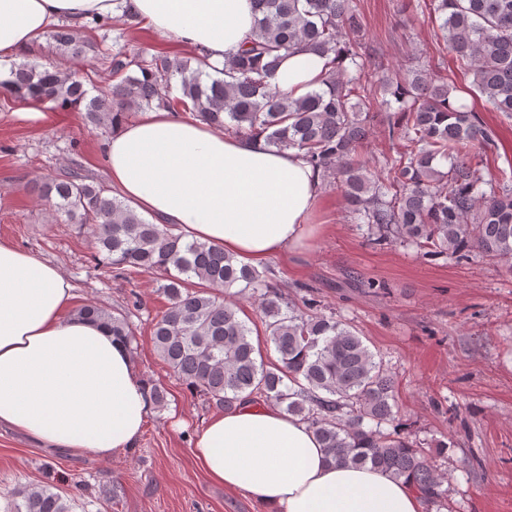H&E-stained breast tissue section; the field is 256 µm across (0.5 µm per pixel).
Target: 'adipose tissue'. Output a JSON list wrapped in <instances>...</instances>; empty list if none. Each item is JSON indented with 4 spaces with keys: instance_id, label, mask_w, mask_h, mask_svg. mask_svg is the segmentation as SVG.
Masks as SVG:
<instances>
[{
    "instance_id": "ef3b65f1",
    "label": "adipose tissue",
    "mask_w": 512,
    "mask_h": 512,
    "mask_svg": "<svg viewBox=\"0 0 512 512\" xmlns=\"http://www.w3.org/2000/svg\"><path fill=\"white\" fill-rule=\"evenodd\" d=\"M158 35L204 49L223 68L254 25L252 0H130ZM114 0H0V64L32 51L59 21L114 17ZM327 59L285 53L273 78L297 98L319 88ZM108 171L136 211L252 265L288 257L317 230L322 180L295 149L230 136L165 110L129 121L105 143ZM74 287L56 265L0 242V425L46 451L108 458L135 447L155 404L109 326L71 311ZM193 455L211 483L270 512H421L409 484L339 465L313 430L277 407L212 415Z\"/></svg>"
}]
</instances>
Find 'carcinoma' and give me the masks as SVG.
<instances>
[{"instance_id": "1", "label": "carcinoma", "mask_w": 512, "mask_h": 512, "mask_svg": "<svg viewBox=\"0 0 512 512\" xmlns=\"http://www.w3.org/2000/svg\"><path fill=\"white\" fill-rule=\"evenodd\" d=\"M259 15L244 49L211 74L200 50L180 58L146 48L104 49L110 59L105 86L90 95V76L23 62L3 83L24 101L80 110L92 130L106 133L132 112H195L217 129L261 137L279 150L296 149L322 181L336 180L357 224L376 245L414 247L429 261L488 257L512 269V171L487 179L488 150L497 132L453 95L439 71L408 67L394 72L375 57L357 0H253ZM442 56L473 76L472 92L489 111L512 118V0H429ZM50 38L73 61L90 46L67 24ZM307 48L328 58L323 87L292 98L271 78L281 52ZM180 96L172 98V80ZM385 113L387 139L397 144L372 168L367 150L374 112ZM445 161L443 171L438 163ZM39 192L55 214L90 234L95 257L108 265L161 276L169 307L154 323L157 354L174 377L205 405L223 411L241 403H273L313 428L329 459L371 464L405 479L426 512L449 508L447 477L432 452L403 423L395 381L351 326L319 309L289 305L271 271L240 264L224 250L187 240L168 225L141 218L112 196L102 180L75 165ZM196 278L205 289L187 288ZM235 285L258 300L267 336L280 364L256 357L250 329L236 303L224 298ZM77 315L103 321L133 349L127 314L88 303ZM75 493L55 485H25L4 512H75Z\"/></svg>"}]
</instances>
